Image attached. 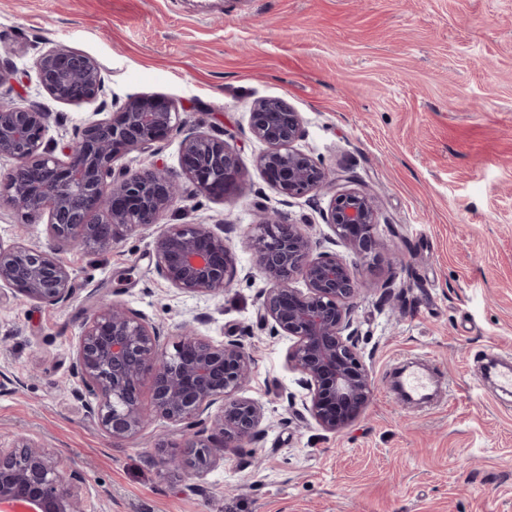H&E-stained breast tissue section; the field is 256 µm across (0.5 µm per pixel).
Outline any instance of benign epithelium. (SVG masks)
<instances>
[{
  "label": "benign epithelium",
  "mask_w": 512,
  "mask_h": 512,
  "mask_svg": "<svg viewBox=\"0 0 512 512\" xmlns=\"http://www.w3.org/2000/svg\"><path fill=\"white\" fill-rule=\"evenodd\" d=\"M32 74L37 91L60 103L91 104L105 90L98 63L77 50L49 48L22 69L10 56L0 58V90H11L18 76ZM51 117L37 100L24 106L0 104V159L12 160L0 178V201L25 221L48 214L44 246L0 244V288L42 304L57 305L74 294L71 272L57 257L60 249H109L123 231L161 223L181 199L184 184L195 195L222 199L241 176L238 154L224 134L185 130L186 121L171 101L130 97L112 117L88 121L65 142L46 138ZM248 132L265 146L257 164L282 195L298 198L334 183L320 161L295 147L304 130L285 100L255 101ZM174 135L181 136L179 168L151 163L134 170L123 162L133 152L157 154L158 143ZM323 220L354 260L318 251L321 242L275 207L263 209L250 250L269 285L259 320L291 341L288 367L310 391L302 407L323 431L336 434L364 413L374 391L353 313L360 293L358 265L370 261L381 246L379 208L368 193L339 190ZM232 230L233 225L223 223L164 226L154 241L155 271L184 294L228 290L235 277L226 237ZM296 280L305 289L293 287ZM252 363L238 339L215 344L186 323L171 344L161 327L104 297L96 300L73 356L86 411L112 439L138 435L154 416L181 426V441L160 437L152 447L162 452L170 469L183 472L212 466L217 437L226 454L257 437L264 410L243 396ZM147 374L153 390L149 410L140 404V384ZM81 483L80 474L65 473L50 453L26 437L0 448V505L21 512H81Z\"/></svg>",
  "instance_id": "benign-epithelium-1"
}]
</instances>
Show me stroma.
Instances as JSON below:
<instances>
[{
	"mask_svg": "<svg viewBox=\"0 0 512 512\" xmlns=\"http://www.w3.org/2000/svg\"><path fill=\"white\" fill-rule=\"evenodd\" d=\"M52 46L93 57L105 95L64 104L41 94L57 140L128 97L176 102L189 127L223 130L243 177L224 199L184 195L165 221L232 223L237 276L224 293L186 295L157 275L155 230L126 232L105 251L67 249L76 285L54 306L0 298V448L23 433L83 475V512H512V394L485 355L512 356V0H0V47L25 60ZM298 112V149L336 179L288 198L256 164L255 100ZM373 195L382 247L359 270L354 319L375 389L339 434L289 412L307 395L286 362L289 342L257 316L264 277L250 239L264 207L325 238L334 190ZM45 220L0 206V243L39 246ZM393 280L394 295L380 286ZM106 295L177 338L185 321L213 343L251 354L248 397L264 408L254 442L215 449L201 473L150 458L179 426L157 417L115 441L87 413L72 370L85 319ZM413 358L444 375L436 406L386 390Z\"/></svg>",
	"mask_w": 512,
	"mask_h": 512,
	"instance_id": "stroma-1",
	"label": "stroma"
}]
</instances>
